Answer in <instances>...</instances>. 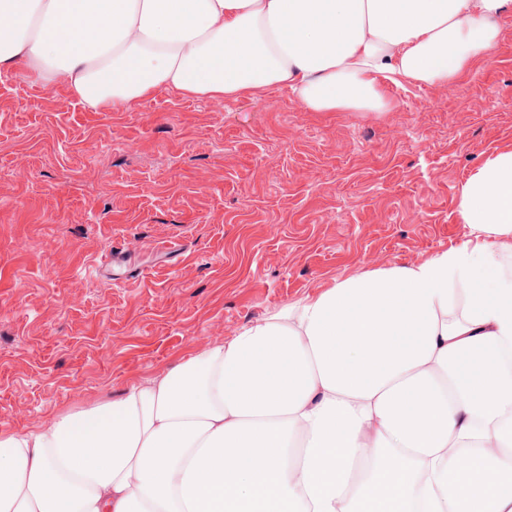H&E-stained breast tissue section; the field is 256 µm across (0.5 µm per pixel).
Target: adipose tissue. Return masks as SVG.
Listing matches in <instances>:
<instances>
[{"instance_id":"ef3b65f1","label":"adipose tissue","mask_w":512,"mask_h":512,"mask_svg":"<svg viewBox=\"0 0 512 512\" xmlns=\"http://www.w3.org/2000/svg\"><path fill=\"white\" fill-rule=\"evenodd\" d=\"M512 0H0V77L89 111L288 87L384 112L495 50ZM475 242L338 280L123 396L0 434V512H512V150L461 186ZM460 315H452L456 293Z\"/></svg>"}]
</instances>
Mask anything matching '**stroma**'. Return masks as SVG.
I'll return each mask as SVG.
<instances>
[{
	"label": "stroma",
	"mask_w": 512,
	"mask_h": 512,
	"mask_svg": "<svg viewBox=\"0 0 512 512\" xmlns=\"http://www.w3.org/2000/svg\"><path fill=\"white\" fill-rule=\"evenodd\" d=\"M501 28L476 74L388 85L387 112H311L285 87L87 112L63 83L1 80L0 433L118 398L337 279L468 241L458 191L512 149V15ZM115 248L126 266L96 273Z\"/></svg>",
	"instance_id": "1"
}]
</instances>
